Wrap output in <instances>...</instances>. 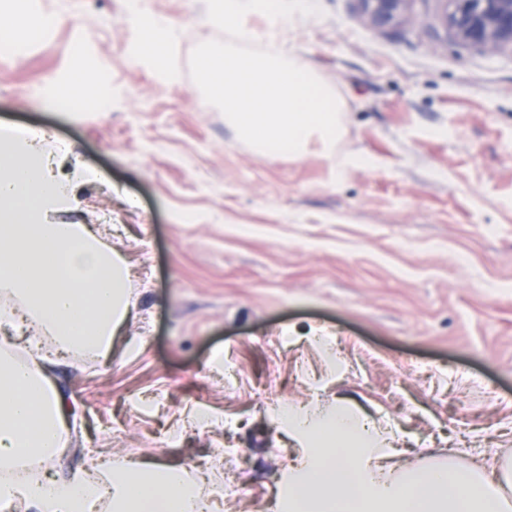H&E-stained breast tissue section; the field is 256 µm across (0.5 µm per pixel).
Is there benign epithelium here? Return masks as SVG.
<instances>
[{"instance_id": "benign-epithelium-1", "label": "benign epithelium", "mask_w": 512, "mask_h": 512, "mask_svg": "<svg viewBox=\"0 0 512 512\" xmlns=\"http://www.w3.org/2000/svg\"><path fill=\"white\" fill-rule=\"evenodd\" d=\"M367 22L377 28L401 23L413 0H355ZM451 9L442 27L457 41L483 51H512V0H443Z\"/></svg>"}]
</instances>
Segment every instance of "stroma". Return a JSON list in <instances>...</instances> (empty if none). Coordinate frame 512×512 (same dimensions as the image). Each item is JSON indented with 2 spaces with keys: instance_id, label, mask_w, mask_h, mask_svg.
<instances>
[{
  "instance_id": "1",
  "label": "stroma",
  "mask_w": 512,
  "mask_h": 512,
  "mask_svg": "<svg viewBox=\"0 0 512 512\" xmlns=\"http://www.w3.org/2000/svg\"><path fill=\"white\" fill-rule=\"evenodd\" d=\"M317 4L280 37L336 95L338 150L365 159L342 173L315 143L245 144L206 103L187 73L221 36L205 0H149L181 31L177 83L127 54L128 0H42L65 23L0 50V127L100 172L67 219L109 221L131 270L111 354L54 371L78 408L53 470L104 450L194 465L225 477L219 512H271L294 454L278 404L340 396L404 436L397 468L512 463V52L446 38L440 0L388 29ZM88 63L110 110L43 106Z\"/></svg>"
}]
</instances>
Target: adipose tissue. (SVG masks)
Instances as JSON below:
<instances>
[{"instance_id":"1","label":"adipose tissue","mask_w":512,"mask_h":512,"mask_svg":"<svg viewBox=\"0 0 512 512\" xmlns=\"http://www.w3.org/2000/svg\"><path fill=\"white\" fill-rule=\"evenodd\" d=\"M137 56L160 75L173 77L177 46L171 24L141 0ZM36 0L0 13V41L24 51L61 24ZM99 96L85 72L52 85L50 103ZM36 134L0 129V294L11 298L0 324L21 336L51 338L52 355L13 360L11 343L0 344V512H209L200 474L152 460L113 468L94 461L53 477H35L26 464L55 459L73 440L66 397L50 376L66 354L104 355L130 314L126 262L85 224H60L57 214L77 210L79 189L99 180L87 166L67 179L53 171ZM278 418L293 440L279 512H512V467L490 460L481 470L421 462L395 471L398 432L377 425L346 399L327 408L311 402L280 408Z\"/></svg>"}]
</instances>
